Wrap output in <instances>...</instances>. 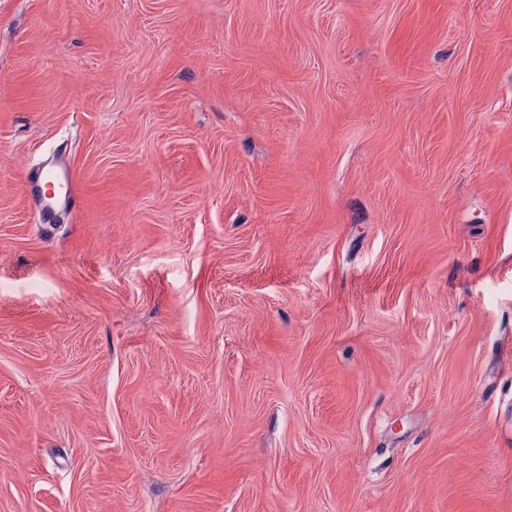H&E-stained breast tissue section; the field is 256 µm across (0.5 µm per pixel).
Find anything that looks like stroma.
I'll use <instances>...</instances> for the list:
<instances>
[{
	"mask_svg": "<svg viewBox=\"0 0 512 512\" xmlns=\"http://www.w3.org/2000/svg\"><path fill=\"white\" fill-rule=\"evenodd\" d=\"M0 512H512V0H0ZM54 185L58 191L54 196H48L47 193ZM29 189L38 204L39 218L46 224L53 221L58 211L72 210L80 204L73 171L52 161L30 175Z\"/></svg>",
	"mask_w": 512,
	"mask_h": 512,
	"instance_id": "obj_1",
	"label": "stroma"
}]
</instances>
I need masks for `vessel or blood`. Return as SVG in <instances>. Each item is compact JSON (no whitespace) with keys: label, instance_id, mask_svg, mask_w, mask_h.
Returning <instances> with one entry per match:
<instances>
[{"label":"vessel or blood","instance_id":"b4317fda","mask_svg":"<svg viewBox=\"0 0 512 512\" xmlns=\"http://www.w3.org/2000/svg\"><path fill=\"white\" fill-rule=\"evenodd\" d=\"M29 189L38 204L39 218L46 224L58 211L73 209L80 203L73 171L53 162L30 175Z\"/></svg>","mask_w":512,"mask_h":512}]
</instances>
